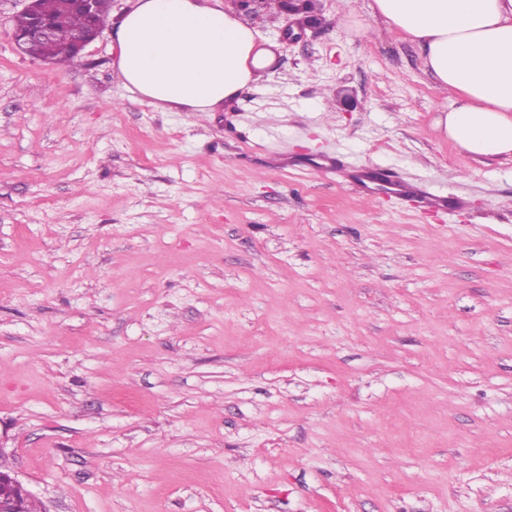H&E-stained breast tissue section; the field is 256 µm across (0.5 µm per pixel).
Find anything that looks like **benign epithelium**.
<instances>
[{
	"mask_svg": "<svg viewBox=\"0 0 512 512\" xmlns=\"http://www.w3.org/2000/svg\"><path fill=\"white\" fill-rule=\"evenodd\" d=\"M26 2L24 12L28 15L29 24L44 42L65 40L74 46L75 55L78 56L100 35V31L93 26L97 0H66L67 11L80 13L88 21L86 27L79 30L69 28L61 17L56 20L45 17L39 9V0ZM310 2L312 0H284L283 13L288 17L302 14L304 18L296 20L295 24L301 28H315L319 25V18L314 10L308 8ZM30 498L32 494L15 475L0 470V512H24V505Z\"/></svg>",
	"mask_w": 512,
	"mask_h": 512,
	"instance_id": "7a95c632",
	"label": "benign epithelium"
}]
</instances>
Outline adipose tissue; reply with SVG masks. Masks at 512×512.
<instances>
[{
  "label": "adipose tissue",
  "instance_id": "1",
  "mask_svg": "<svg viewBox=\"0 0 512 512\" xmlns=\"http://www.w3.org/2000/svg\"><path fill=\"white\" fill-rule=\"evenodd\" d=\"M455 99L445 131L478 157L512 155V0H373ZM114 66L137 101L208 112L255 88L273 59L222 0H136L114 33Z\"/></svg>",
  "mask_w": 512,
  "mask_h": 512
}]
</instances>
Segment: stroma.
Wrapping results in <instances>:
<instances>
[{"instance_id":"35a3bbf8","label":"stroma","mask_w":512,"mask_h":512,"mask_svg":"<svg viewBox=\"0 0 512 512\" xmlns=\"http://www.w3.org/2000/svg\"><path fill=\"white\" fill-rule=\"evenodd\" d=\"M132 3L47 64L0 0V463L43 512H512V158L372 0L251 19L273 61L210 112L133 100ZM312 2V0H284L285 8L282 13L286 15L287 25L283 29V36L287 37L290 40V37L293 35L292 33V25L289 21V16L298 15V14H308L305 15L303 19H296L294 22L300 28H316L320 24V19L317 15L313 14V8H308V4ZM373 181L379 183L380 188L370 189L371 192L375 193L377 191H385L391 193L396 196H421L426 200V202L434 207H446L447 197L434 195L428 192H425L420 187L415 188L413 186H409L407 183H383L379 179V175L372 178Z\"/></svg>"}]
</instances>
